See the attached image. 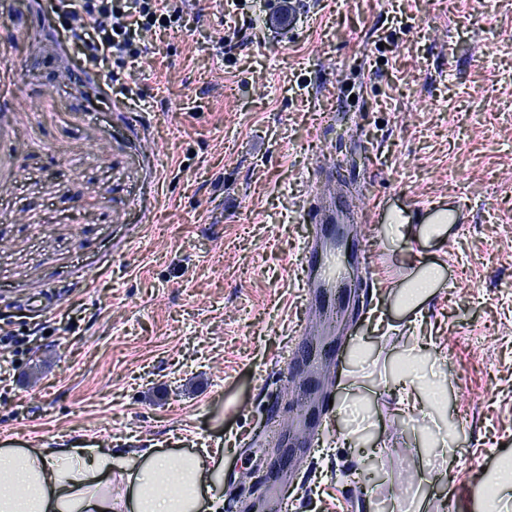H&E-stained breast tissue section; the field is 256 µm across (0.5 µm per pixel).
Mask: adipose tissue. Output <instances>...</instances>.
I'll list each match as a JSON object with an SVG mask.
<instances>
[{"label": "adipose tissue", "mask_w": 512, "mask_h": 512, "mask_svg": "<svg viewBox=\"0 0 512 512\" xmlns=\"http://www.w3.org/2000/svg\"><path fill=\"white\" fill-rule=\"evenodd\" d=\"M216 480L197 453L156 451L141 469L117 471L101 448L0 449V512H221Z\"/></svg>", "instance_id": "1"}]
</instances>
